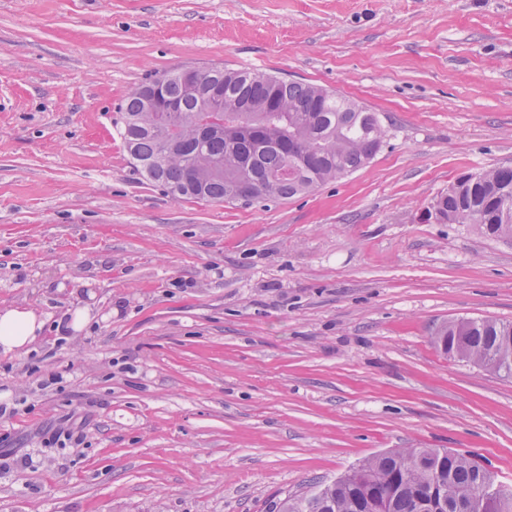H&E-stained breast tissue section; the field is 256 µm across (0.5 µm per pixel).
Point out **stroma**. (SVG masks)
<instances>
[{
  "mask_svg": "<svg viewBox=\"0 0 512 512\" xmlns=\"http://www.w3.org/2000/svg\"><path fill=\"white\" fill-rule=\"evenodd\" d=\"M376 112L365 167L285 200L175 199L119 135L186 69ZM512 167V0H0V512H269L398 448L512 489V377L434 330L512 322V239L430 218ZM91 320L65 329L75 310ZM44 322L26 306L0 308V347L4 354L16 353L35 342Z\"/></svg>",
  "mask_w": 512,
  "mask_h": 512,
  "instance_id": "stroma-1",
  "label": "stroma"
}]
</instances>
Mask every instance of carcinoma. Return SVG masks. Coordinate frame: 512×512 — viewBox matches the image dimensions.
<instances>
[{"label":"carcinoma","mask_w":512,"mask_h":512,"mask_svg":"<svg viewBox=\"0 0 512 512\" xmlns=\"http://www.w3.org/2000/svg\"><path fill=\"white\" fill-rule=\"evenodd\" d=\"M161 97L177 106L178 145L162 135V113L148 100L155 80L135 89L123 107L119 130L137 171L174 198L212 202L292 198L365 166L381 149L385 130L376 113L315 85L263 73L209 69L190 87L179 73L165 74ZM222 104L224 127L199 131L210 102ZM459 178L433 206L442 223L463 219L479 231L512 238V168ZM466 325L468 356L492 357L496 372L512 376V350L497 346L512 323L460 319L441 326L433 341ZM492 473L463 454L405 448L364 460L316 492L284 496L270 512H416V499L435 491V505L453 503L459 491L480 489Z\"/></svg>","instance_id":"cac0c4a2"}]
</instances>
